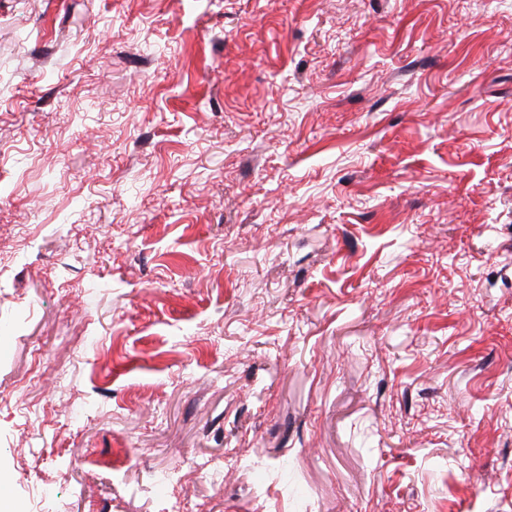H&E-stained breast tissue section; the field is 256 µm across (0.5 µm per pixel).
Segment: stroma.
Here are the masks:
<instances>
[{"label": "stroma", "mask_w": 512, "mask_h": 512, "mask_svg": "<svg viewBox=\"0 0 512 512\" xmlns=\"http://www.w3.org/2000/svg\"><path fill=\"white\" fill-rule=\"evenodd\" d=\"M0 512H512V0H0Z\"/></svg>", "instance_id": "obj_1"}]
</instances>
